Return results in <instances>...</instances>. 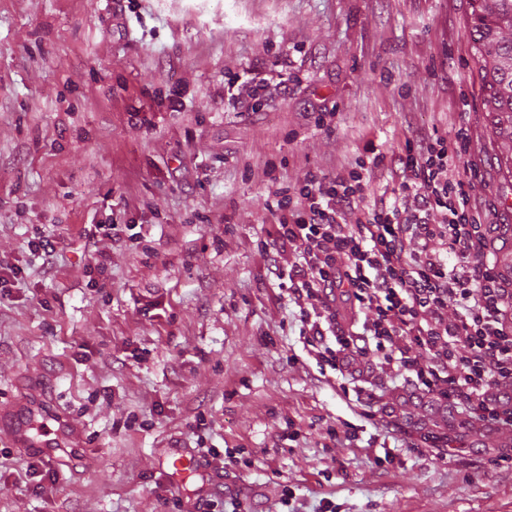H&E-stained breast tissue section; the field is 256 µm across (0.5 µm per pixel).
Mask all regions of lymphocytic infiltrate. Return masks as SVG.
<instances>
[{"label": "lymphocytic infiltrate", "mask_w": 512, "mask_h": 512, "mask_svg": "<svg viewBox=\"0 0 512 512\" xmlns=\"http://www.w3.org/2000/svg\"><path fill=\"white\" fill-rule=\"evenodd\" d=\"M408 132L400 151L277 188L263 256L304 349L359 407L387 410L367 376L390 373L450 427L512 428V282L491 261L504 229L471 205L465 133ZM381 170L393 195L369 197Z\"/></svg>", "instance_id": "1"}]
</instances>
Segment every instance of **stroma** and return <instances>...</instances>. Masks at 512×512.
Returning a JSON list of instances; mask_svg holds the SVG:
<instances>
[{"label":"stroma","mask_w":512,"mask_h":512,"mask_svg":"<svg viewBox=\"0 0 512 512\" xmlns=\"http://www.w3.org/2000/svg\"><path fill=\"white\" fill-rule=\"evenodd\" d=\"M471 29V0H0V412L37 395L82 434H0V512H512V430L422 455L361 417L261 256L257 169L292 184L411 124L466 128L471 204L512 225ZM175 448L240 461L175 484Z\"/></svg>","instance_id":"stroma-1"}]
</instances>
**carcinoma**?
<instances>
[{
  "label": "carcinoma",
  "instance_id": "carcinoma-1",
  "mask_svg": "<svg viewBox=\"0 0 512 512\" xmlns=\"http://www.w3.org/2000/svg\"><path fill=\"white\" fill-rule=\"evenodd\" d=\"M473 48L494 133L512 143V0H472Z\"/></svg>",
  "mask_w": 512,
  "mask_h": 512
}]
</instances>
